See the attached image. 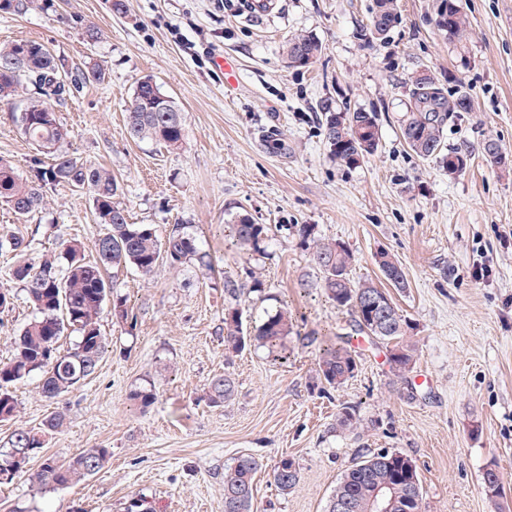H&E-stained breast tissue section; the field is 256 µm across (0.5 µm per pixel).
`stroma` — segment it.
<instances>
[{
    "label": "stroma",
    "mask_w": 512,
    "mask_h": 512,
    "mask_svg": "<svg viewBox=\"0 0 512 512\" xmlns=\"http://www.w3.org/2000/svg\"><path fill=\"white\" fill-rule=\"evenodd\" d=\"M121 9H114V2ZM238 0H23L0 9V44H46L75 72L99 65L100 83L84 85L58 106L70 130V153L109 169L121 185L130 223L158 235L188 225L212 267L160 264L151 277L119 270L115 295L135 326L111 309L99 320L108 342L96 372L76 390L49 400L39 376L16 384V419L0 438L64 413L62 431L44 455L66 460L88 448L109 449L105 466L81 484L41 490L19 478L0 486V512H124L143 497L149 512H224V470L249 454L262 464L253 512H325L343 472L388 450L409 456L423 486L421 512H512V0H460L470 22L464 45L437 29V0H399L400 17L384 42L357 38L373 0H279L263 18H248ZM98 34L89 40L87 30ZM310 34L322 45L305 68L289 66L285 44ZM239 62L234 89L213 60ZM430 71L449 91L466 90L443 144L468 152L465 171L449 175L422 159L402 135L414 74ZM153 76L178 103L187 140L169 150L133 140L126 108L137 80ZM334 110L376 113L377 151L348 166L331 156L322 102ZM0 104V158L24 178L49 165ZM495 139L504 163L483 144ZM45 208L22 221L0 203V229L23 237L20 255L0 250V288L15 298L0 313V362L32 310L13 268L23 258L56 254L78 240L87 260L104 225L87 191L47 186ZM249 215L269 225L263 252L233 245L229 226ZM344 242L354 255L350 277L382 282L375 256L399 261L405 285L390 294L410 323L416 353L394 382L387 349L366 337L358 369L332 388L318 378L312 337L346 333L347 309L316 288L320 274L300 225ZM491 268L477 279L476 266ZM244 286L243 316L258 321L286 305L294 312L287 362L254 346L227 356L222 339L224 277ZM313 288H299L300 280ZM231 372L234 397L220 406L203 395L213 376ZM152 387L147 409L130 394ZM351 406L357 429L338 416ZM289 458L297 486L282 492L271 472ZM497 472L490 496L486 471Z\"/></svg>",
    "instance_id": "35a3bbf8"
}]
</instances>
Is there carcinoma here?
I'll list each match as a JSON object with an SVG mask.
<instances>
[{"label": "carcinoma", "mask_w": 512, "mask_h": 512, "mask_svg": "<svg viewBox=\"0 0 512 512\" xmlns=\"http://www.w3.org/2000/svg\"><path fill=\"white\" fill-rule=\"evenodd\" d=\"M448 4V26L441 32L448 41L461 44L468 37L467 17L458 9V0H444ZM397 0H374L369 27L357 31L360 41L369 44L384 40L398 23ZM286 58L292 67L312 64L322 52V45L311 35H298L288 39ZM104 74L97 68L82 70L68 78L64 63L51 49L36 41L18 40L0 47V101L9 104L33 86L37 97L14 115L22 134L40 151L52 156L46 168L36 169L35 179L21 177L8 162L0 160V202L6 204L19 219L32 216L44 206L43 188L47 185H68L87 190L92 198L97 223L108 226V232L98 238L95 249L97 259L87 262L79 243L64 245L61 267L54 258L24 261L12 272L19 282L34 315L14 341V356L0 363V420H9L17 412V400L12 387L35 374L41 375V393L55 400L92 376L106 352V342L97 327L98 317L107 301H112L116 318L128 321L126 300L112 296L106 279V270H119L131 266L142 275H151L156 267L167 261L182 264L195 260L209 268L211 262L200 252L196 238L186 231V225L175 224L168 234L158 237L154 227L131 224L126 210L115 201L120 185L105 168L80 162L61 146L70 139L69 130L60 123L55 106L67 100L61 88L70 82L74 87L98 82ZM151 76L136 82L128 112V131L137 141L151 140L170 149L182 147L185 128L177 103L165 95L160 86L146 84ZM471 103L467 96L456 91L441 101L423 93L409 92V109L403 126V137L411 150L423 159H435L446 168L470 159L461 150L443 153L444 128L456 112H468ZM324 133L336 161L347 165L358 163V157L373 154L379 144L376 113L356 109L337 112L324 103ZM269 228L256 224L246 215H240L232 232L242 247L261 250L268 238ZM299 235L312 245L315 264L320 272V287L339 307L350 309L354 315L351 334L338 336L336 341L321 348L319 370L326 383L340 386L352 378L357 363L350 346L353 336L365 334L386 344L392 351L388 362L391 373L402 378L410 371L415 349L406 343L409 323L400 313L391 295L371 282H354L350 278L353 254L339 241L317 238L311 226L302 225ZM384 278L394 287L404 285L400 263L387 251L376 255ZM243 288L227 275L224 277V349L233 354L255 342L268 350L272 361H288L287 338L292 330L288 310L267 315L254 330L244 328L239 316V302ZM78 333L73 348H61L60 339L66 330ZM236 390L235 379L229 373L212 378L205 397L215 406L231 399ZM65 417L59 412L49 415L36 428H18L4 443L7 451L0 452V473L15 479L29 474L32 484L41 488L66 487L91 476L102 469L110 456L107 448H89L66 461L52 456L43 458L34 472L28 465L39 456L46 437L64 425ZM294 465L290 459L280 460L272 471L273 481L283 492L296 487L298 474H285L282 464ZM262 464L251 455L239 456L224 470V495H235L236 504L224 512H252L253 483ZM379 485L389 488L394 499L393 512H420L422 482L416 465L400 452L373 454L351 466L342 474L330 496L326 512H367L366 504Z\"/></svg>", "instance_id": "obj_1"}]
</instances>
